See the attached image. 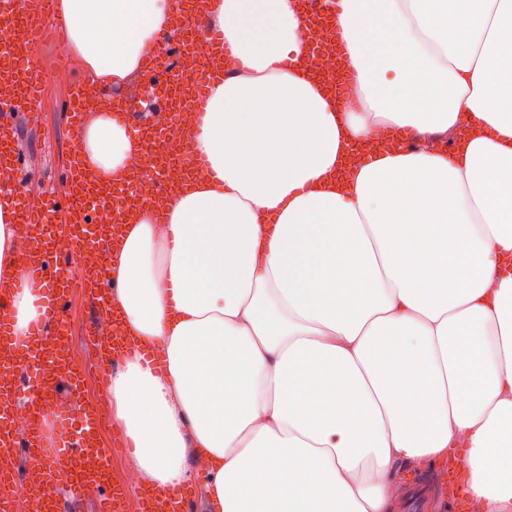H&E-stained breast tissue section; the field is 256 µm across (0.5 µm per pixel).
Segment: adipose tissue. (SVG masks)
<instances>
[{
	"mask_svg": "<svg viewBox=\"0 0 512 512\" xmlns=\"http://www.w3.org/2000/svg\"><path fill=\"white\" fill-rule=\"evenodd\" d=\"M353 95L324 92L299 0H206L240 73L211 81L206 172L102 244L135 353L112 420L162 490L210 512H393L396 472L455 454L512 512V0H333ZM101 91L83 160L122 181L141 129L109 86L170 0H57ZM415 144L386 145L382 130Z\"/></svg>",
	"mask_w": 512,
	"mask_h": 512,
	"instance_id": "ef3b65f1",
	"label": "adipose tissue"
}]
</instances>
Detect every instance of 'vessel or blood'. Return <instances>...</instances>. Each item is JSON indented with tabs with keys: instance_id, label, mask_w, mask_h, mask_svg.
<instances>
[{
	"instance_id": "b4317fda",
	"label": "vessel or blood",
	"mask_w": 512,
	"mask_h": 512,
	"mask_svg": "<svg viewBox=\"0 0 512 512\" xmlns=\"http://www.w3.org/2000/svg\"><path fill=\"white\" fill-rule=\"evenodd\" d=\"M324 12L310 11L311 28L319 30L320 48L338 55L336 35L326 24ZM44 14L28 10L27 0H0V116L25 113L35 121L40 112L39 89L43 74L32 70L39 51L38 33L46 24ZM218 53L224 68L237 65L230 47L216 34L200 36L193 25H185L177 40H164L156 57L145 63L142 76L171 120H178L189 109L203 116L211 69L196 72L187 68V52ZM153 166L162 179L152 196L160 201L176 182L205 170L206 161L170 146L150 150ZM24 158L9 132L0 133V213L10 223L23 225L27 245L18 251L16 263L25 272L24 280L0 276V371L9 375L38 361L34 385L37 409L26 432L11 423L10 397L14 384L0 386V483L14 482L19 455L28 456L44 475L66 473L67 493L82 496L98 489V512H123L122 492L111 476L112 450L102 443L99 421L84 402L81 374L73 366L66 341L68 295L73 288L84 289L90 301L103 305L113 284L105 272V254L87 234L96 227L99 237L116 234L117 225L107 221V200L117 208L133 212L119 191L110 190L79 164H72L62 179L60 193L31 199L16 175ZM28 287L38 308L55 320L54 335H47L43 321H33L25 339L14 333L15 312L12 296ZM95 456V469L81 467L84 455ZM456 463L439 464L431 485L433 497L443 500L448 512H464V504L448 493L449 479L457 478ZM191 491L172 488L149 490L141 497V512H190Z\"/></svg>"
}]
</instances>
